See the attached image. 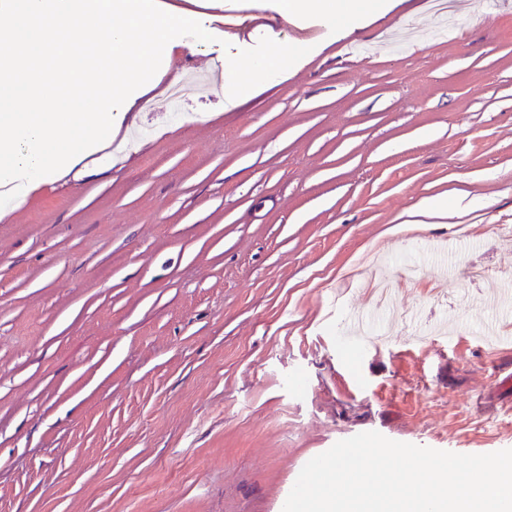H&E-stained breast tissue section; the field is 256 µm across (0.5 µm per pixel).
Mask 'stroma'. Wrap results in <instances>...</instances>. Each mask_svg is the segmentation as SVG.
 <instances>
[{
  "instance_id": "stroma-1",
  "label": "stroma",
  "mask_w": 512,
  "mask_h": 512,
  "mask_svg": "<svg viewBox=\"0 0 512 512\" xmlns=\"http://www.w3.org/2000/svg\"><path fill=\"white\" fill-rule=\"evenodd\" d=\"M388 4L187 0L214 40L184 38L111 171L0 219V512H282L367 431L512 449V0ZM275 49L288 71L229 105ZM455 189L477 217L396 231ZM376 255L396 316L359 342ZM383 0H284L283 10L288 14L322 13L333 20L342 19L350 22L369 8L373 12L383 10Z\"/></svg>"
}]
</instances>
